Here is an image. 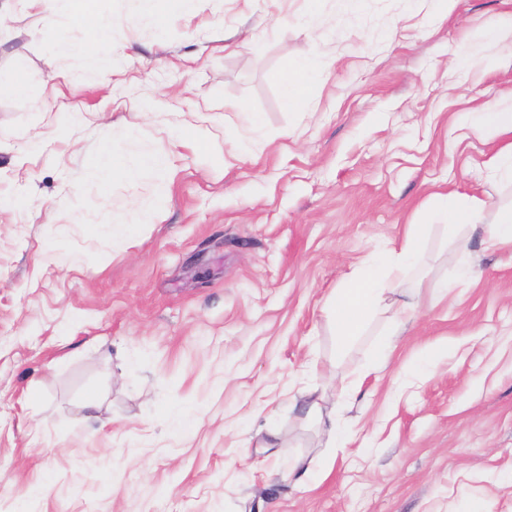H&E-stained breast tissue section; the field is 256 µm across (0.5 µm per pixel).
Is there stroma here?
<instances>
[{
    "mask_svg": "<svg viewBox=\"0 0 512 512\" xmlns=\"http://www.w3.org/2000/svg\"><path fill=\"white\" fill-rule=\"evenodd\" d=\"M93 13L111 22L103 76L52 41ZM511 13L200 0L161 28L147 0L51 23L0 0V73L30 88L0 96L17 203L0 218V512H512V247L430 220L451 190L488 216L512 205L491 143L453 125L512 104V36L486 34ZM310 59L319 79L288 110L284 69ZM200 109L199 136H174ZM66 112L84 119L59 127ZM107 139L168 165L101 187ZM408 224L420 303L382 366L387 317L346 340L325 304ZM426 345L442 356L419 379Z\"/></svg>",
    "mask_w": 512,
    "mask_h": 512,
    "instance_id": "stroma-1",
    "label": "stroma"
}]
</instances>
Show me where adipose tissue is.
I'll return each mask as SVG.
<instances>
[{
  "label": "adipose tissue",
  "instance_id": "obj_1",
  "mask_svg": "<svg viewBox=\"0 0 512 512\" xmlns=\"http://www.w3.org/2000/svg\"><path fill=\"white\" fill-rule=\"evenodd\" d=\"M461 123L479 136L503 139V146L489 156L485 167L491 173H501L512 179V108L487 106L477 118L462 116ZM164 166V159L153 155L141 157L134 167L119 166L112 143L107 140L102 143L90 172L105 185L117 172L134 179L140 170ZM430 217L452 234L462 227L482 226L486 248L512 246V207L499 210L494 220L487 223L477 206L460 203L455 195L448 194L441 197ZM421 234L420 225H407L399 246L386 249L363 268L353 270L351 287L332 294L329 306L338 335L347 339L359 335L368 315L389 313L397 317L417 307L418 302L412 297L395 305L389 303L388 298L398 291L402 280L416 266Z\"/></svg>",
  "mask_w": 512,
  "mask_h": 512
}]
</instances>
